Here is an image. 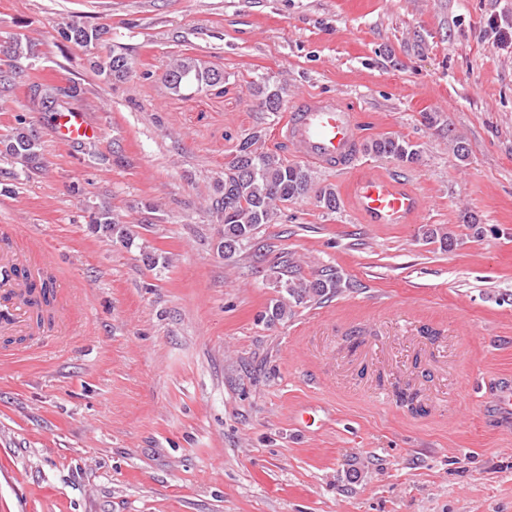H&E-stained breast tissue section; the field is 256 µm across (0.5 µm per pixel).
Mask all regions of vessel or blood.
Listing matches in <instances>:
<instances>
[{
  "mask_svg": "<svg viewBox=\"0 0 512 512\" xmlns=\"http://www.w3.org/2000/svg\"><path fill=\"white\" fill-rule=\"evenodd\" d=\"M57 128L62 140L84 142L99 135L86 113L63 112ZM288 138L301 158L330 170H341L356 157L359 137L352 112L331 98L306 97L289 113ZM356 211L370 224H406L422 210L423 201L402 180L367 173L351 190ZM47 261H33L0 245V332L25 322L31 311L22 294L39 283Z\"/></svg>",
  "mask_w": 512,
  "mask_h": 512,
  "instance_id": "obj_1",
  "label": "vessel or blood"
}]
</instances>
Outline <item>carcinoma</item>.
I'll return each instance as SVG.
<instances>
[{"label": "carcinoma", "mask_w": 512, "mask_h": 512, "mask_svg": "<svg viewBox=\"0 0 512 512\" xmlns=\"http://www.w3.org/2000/svg\"><path fill=\"white\" fill-rule=\"evenodd\" d=\"M108 29L103 25L85 26L78 22L68 23L58 29L64 40L80 47H88L99 41ZM95 72L115 81L128 78L130 65L126 56L111 55L103 61H94ZM164 80L175 93L185 90L204 92L224 83V72L202 66L188 57L173 58L166 66ZM284 89L267 83L254 85L256 96L269 112H277L283 101ZM32 100L43 112L57 111L59 98L55 88L48 84L32 87ZM263 131L254 130L240 141L232 158L224 162V193L212 203L211 213L222 224L218 249L224 257L231 258L254 239L263 224H269L276 215V203H285L304 197L311 189V172L298 163H290L278 154L263 149ZM365 150L378 156L392 157L401 162L413 163L418 159L415 145L400 136L386 135L365 145ZM0 154L20 162L23 166L37 169L42 165L39 139L26 126V119L18 118V127L7 139L0 140ZM90 226L109 233L121 242L131 241L132 233L120 223L112 211L101 206L90 215ZM347 287L336 273L323 274L309 281L290 278L285 282L289 299L296 305H317ZM292 306L280 301L266 307L259 319L268 324L283 321L292 316Z\"/></svg>", "instance_id": "cac0c4a2"}]
</instances>
